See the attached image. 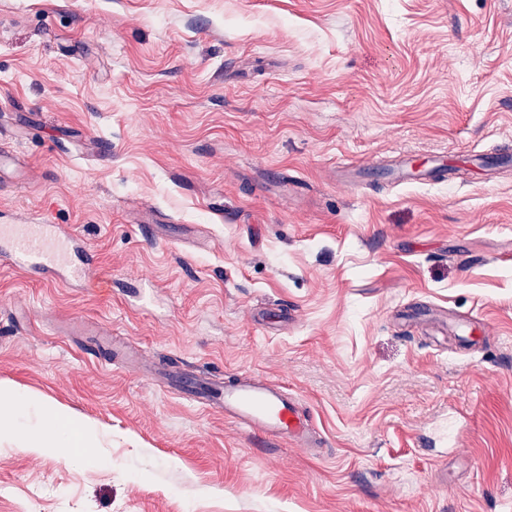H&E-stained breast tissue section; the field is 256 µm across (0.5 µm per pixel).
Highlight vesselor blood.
Segmentation results:
<instances>
[{"label":"vessel or blood","instance_id":"obj_1","mask_svg":"<svg viewBox=\"0 0 512 512\" xmlns=\"http://www.w3.org/2000/svg\"><path fill=\"white\" fill-rule=\"evenodd\" d=\"M0 265L85 291L112 285L82 240L63 224H0ZM179 395L199 409L224 414L248 431L297 448L319 445L287 390L258 375L243 374L226 381L213 374H189Z\"/></svg>","mask_w":512,"mask_h":512}]
</instances>
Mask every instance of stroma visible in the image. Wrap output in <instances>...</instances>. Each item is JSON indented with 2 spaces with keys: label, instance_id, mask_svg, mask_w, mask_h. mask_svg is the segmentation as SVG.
<instances>
[{
  "label": "stroma",
  "instance_id": "1",
  "mask_svg": "<svg viewBox=\"0 0 512 512\" xmlns=\"http://www.w3.org/2000/svg\"><path fill=\"white\" fill-rule=\"evenodd\" d=\"M0 147V222L69 225L112 278L0 267V386L94 432L65 460L0 431V512H512V0H0ZM402 152L446 182L391 184ZM404 309L483 323L437 344ZM74 318L287 386L321 447Z\"/></svg>",
  "mask_w": 512,
  "mask_h": 512
}]
</instances>
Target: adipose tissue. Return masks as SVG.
I'll return each instance as SVG.
<instances>
[{"instance_id":"adipose-tissue-1","label":"adipose tissue","mask_w":512,"mask_h":512,"mask_svg":"<svg viewBox=\"0 0 512 512\" xmlns=\"http://www.w3.org/2000/svg\"><path fill=\"white\" fill-rule=\"evenodd\" d=\"M34 398L23 391L0 387V426H8L12 435L24 446L32 451H42L47 448L54 449L56 452L65 454L72 447L71 432L73 430L72 421L69 415L58 408L52 406L39 407L41 413L51 420L57 426V435L53 440H45L40 432L35 429L19 428L15 425L16 417L35 407Z\"/></svg>"}]
</instances>
